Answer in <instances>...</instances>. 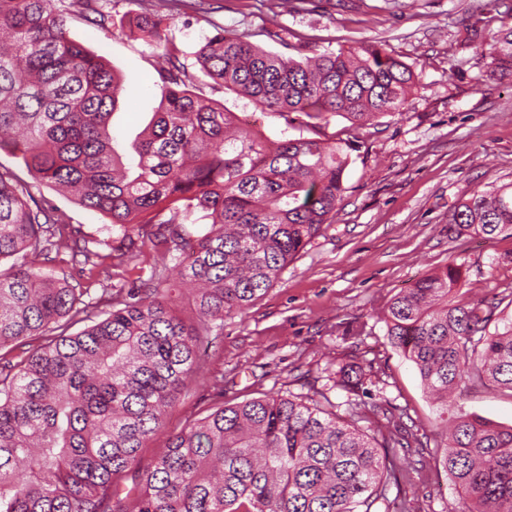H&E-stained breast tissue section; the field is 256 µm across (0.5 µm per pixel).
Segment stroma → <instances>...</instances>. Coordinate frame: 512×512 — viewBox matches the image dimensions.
<instances>
[{"label": "stroma", "instance_id": "obj_1", "mask_svg": "<svg viewBox=\"0 0 512 512\" xmlns=\"http://www.w3.org/2000/svg\"><path fill=\"white\" fill-rule=\"evenodd\" d=\"M61 6L69 12L70 38L103 57L121 78L112 132L127 145L158 103L157 52L127 33L141 6L98 0L97 9L112 18L106 28L89 20L80 0H62ZM510 26L512 0H299L296 10L283 13L271 0H218L209 12L168 18L165 34L189 77L219 102L228 95L203 76L195 52L220 29L292 57L303 43L334 50L380 44L412 66L418 84L402 113L365 125L335 117L325 127L327 137L359 147L332 223L264 295L225 316L223 336L209 344L162 429L140 449L135 469L150 467L170 436L225 403L266 394L307 398L324 390L336 413L345 415V392L325 384L352 359L372 364L384 396L406 408L421 432L441 430V413L415 367L390 345L376 317L400 291L451 262L462 266L465 297L512 294V230L486 238L457 232L448 222L454 206L474 191L512 182V76L491 72L481 50ZM0 166L28 183L34 199L52 205L70 230L108 238L115 250L106 261L112 285L137 288L150 277L159 257L153 241L126 260L128 242L107 233L108 217L35 182L16 155L0 151ZM39 266L85 289L93 313L104 315L97 267L74 263L66 252ZM461 405L512 426V395L475 387ZM396 475L388 499L405 497L412 512H459L462 501L443 470L431 466L419 473L400 458Z\"/></svg>", "mask_w": 512, "mask_h": 512}]
</instances>
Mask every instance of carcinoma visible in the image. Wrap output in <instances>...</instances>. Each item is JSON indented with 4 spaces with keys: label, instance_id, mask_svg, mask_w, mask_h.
<instances>
[{
    "label": "carcinoma",
    "instance_id": "1",
    "mask_svg": "<svg viewBox=\"0 0 512 512\" xmlns=\"http://www.w3.org/2000/svg\"><path fill=\"white\" fill-rule=\"evenodd\" d=\"M58 0H0V150L32 176L74 192L78 204L128 235L163 248L146 287L106 288L109 311L92 320L84 292L34 260L65 246L54 210L31 206L27 185L0 167V512H128L112 490L163 425L199 362L202 336L246 309L331 222L345 192L352 147L286 133L272 139L204 97L169 47L162 10L199 0H154L129 35L160 50L159 103L127 151L112 136L120 80L67 32ZM495 69L512 74V26L490 45ZM201 72L224 91L317 130L404 109L418 76L378 44L311 49L297 60L220 32L197 52ZM457 231L492 238L512 229V182L476 191L453 210ZM196 286V327L154 286L168 264ZM460 266L449 264L398 293L382 321L392 347L413 362L450 414L433 456L463 497L459 512H512V427L463 412L474 387L512 396V321L502 300H457ZM86 326L72 333L70 328ZM374 373L350 360L328 376L347 393L348 418L321 401L264 395L208 410L169 437L134 477L136 512H372L386 500L392 449L422 441L406 412L367 401ZM386 424L372 434L370 417Z\"/></svg>",
    "mask_w": 512,
    "mask_h": 512
}]
</instances>
